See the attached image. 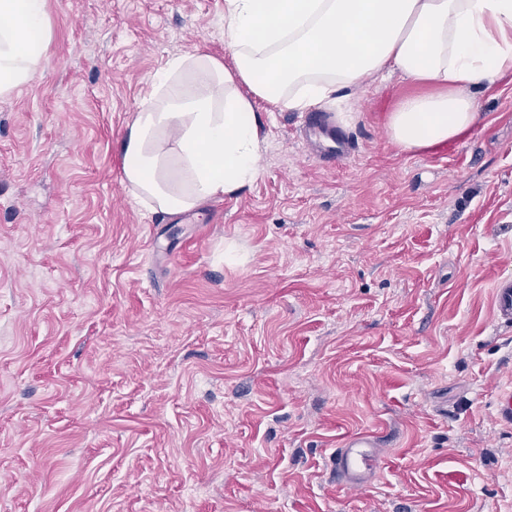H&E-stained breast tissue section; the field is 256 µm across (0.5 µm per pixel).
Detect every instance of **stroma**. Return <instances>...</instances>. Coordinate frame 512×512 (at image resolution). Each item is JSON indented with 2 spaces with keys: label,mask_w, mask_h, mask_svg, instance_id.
<instances>
[{
  "label": "stroma",
  "mask_w": 512,
  "mask_h": 512,
  "mask_svg": "<svg viewBox=\"0 0 512 512\" xmlns=\"http://www.w3.org/2000/svg\"><path fill=\"white\" fill-rule=\"evenodd\" d=\"M46 10L0 98V512H512V85L414 155L385 121L420 85L341 90L335 163L258 101L257 179L191 221L132 199L122 139L171 57L230 61L224 0ZM377 441L378 435L373 432L348 437L332 458L336 477L351 486L365 484L379 468V459L373 452Z\"/></svg>",
  "instance_id": "35a3bbf8"
}]
</instances>
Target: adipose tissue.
I'll list each match as a JSON object with an SVG mask.
<instances>
[{
	"label": "adipose tissue",
	"mask_w": 512,
	"mask_h": 512,
	"mask_svg": "<svg viewBox=\"0 0 512 512\" xmlns=\"http://www.w3.org/2000/svg\"><path fill=\"white\" fill-rule=\"evenodd\" d=\"M50 37L46 0H0L1 97L34 77ZM224 42L233 67L170 58L125 132L124 181L153 211L197 210L258 177L257 97L307 112L397 73L430 90L390 108L396 146L465 137L476 90L512 83V0H224Z\"/></svg>",
	"instance_id": "1"
}]
</instances>
